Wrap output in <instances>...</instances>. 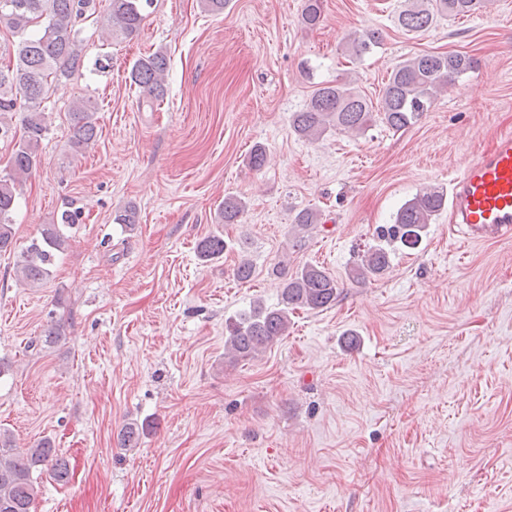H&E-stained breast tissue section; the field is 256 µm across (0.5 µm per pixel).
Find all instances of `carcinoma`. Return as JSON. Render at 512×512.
<instances>
[{"mask_svg": "<svg viewBox=\"0 0 512 512\" xmlns=\"http://www.w3.org/2000/svg\"><path fill=\"white\" fill-rule=\"evenodd\" d=\"M324 0H304L301 23L313 29L323 19ZM154 0H110L108 35L131 39L149 16ZM483 0H409L398 16L399 26L407 32L427 30L439 17L455 18L481 8ZM96 0H0V30L20 36L11 44L0 45V140L12 144L9 172L0 175V251L13 244L12 213L17 185L40 164L39 149L48 129L45 100L67 84L84 65V55L76 22L96 14ZM380 44L379 34L365 31L354 34L350 46L361 57ZM474 59L461 52L429 53L398 62L391 70L380 102L362 94L350 83H322L315 88L306 107L293 114L295 134L309 142L323 138L331 129L361 133L376 121L399 131L428 111L438 90L455 83L472 70ZM167 58L161 51L137 59L130 70L131 82L142 89L149 107L160 105L166 95ZM23 110L22 132L10 125L7 115ZM71 155L83 154L97 141V108L89 100L71 102L68 112ZM448 205V196L437 187H426L396 211L393 223L381 229L379 237L415 246L434 217ZM246 202L239 196L224 198L217 221L235 224ZM82 211L64 210L53 224H44L38 235L18 255L16 275L30 284H40L51 275V267L68 241L64 233L80 222ZM114 223L133 230L137 211L128 206L117 212ZM323 223L322 213L305 208L292 220L295 239ZM223 235L212 234L196 247L203 261L224 254ZM390 269L389 251L382 245L370 246L359 262L350 268L354 282L382 277ZM283 278L277 306L255 304L247 312L228 319L224 326V357L233 361L254 359L269 346L288 335L291 315L297 309L324 310L339 295L336 276L305 264L288 273L287 266L277 269ZM47 471L57 482L69 479L65 460L58 457L49 440L34 448H17L8 431L0 429V512H34L37 495L35 471Z\"/></svg>", "mask_w": 512, "mask_h": 512, "instance_id": "cac0c4a2", "label": "carcinoma"}]
</instances>
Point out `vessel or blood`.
Returning a JSON list of instances; mask_svg holds the SVG:
<instances>
[{
    "label": "vessel or blood",
    "mask_w": 512,
    "mask_h": 512,
    "mask_svg": "<svg viewBox=\"0 0 512 512\" xmlns=\"http://www.w3.org/2000/svg\"><path fill=\"white\" fill-rule=\"evenodd\" d=\"M450 215L471 233L512 230V131L469 163L451 186Z\"/></svg>",
    "instance_id": "1"
}]
</instances>
